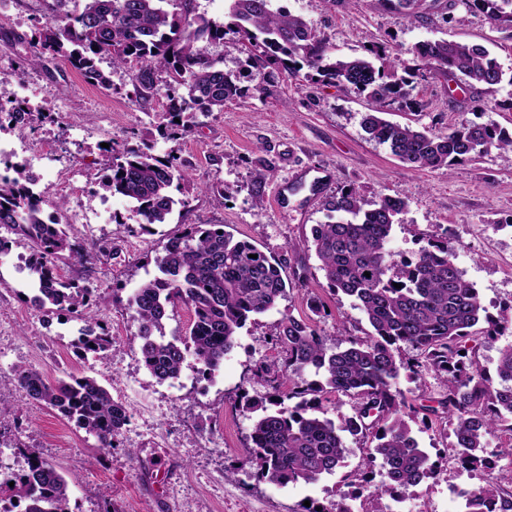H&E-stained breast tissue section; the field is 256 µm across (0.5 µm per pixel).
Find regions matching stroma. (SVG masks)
I'll list each match as a JSON object with an SVG mask.
<instances>
[{"label": "stroma", "instance_id": "1", "mask_svg": "<svg viewBox=\"0 0 512 512\" xmlns=\"http://www.w3.org/2000/svg\"><path fill=\"white\" fill-rule=\"evenodd\" d=\"M287 8L310 20L341 56H362L374 45L396 64L420 41L465 40L487 47L507 82L462 89L430 76L412 92L420 108L394 105L387 118L435 132L473 120L512 130V110L502 105L512 95V34L492 27L462 0H422V16L412 21L384 0H288ZM43 14V0H9L0 10V89L34 107L27 124H0V138L15 140L29 154L43 142L54 143L74 188L50 191L42 209L65 225L72 240L95 248L89 263H63L58 271L97 289L103 298L98 319L112 346L99 356L76 355L82 320L64 313L49 322L33 307V279L18 268L31 243L0 226V238L11 241L9 252L0 255V465L19 469L25 449L39 451L68 480L70 512H297L307 498L339 501L347 495L354 512H383L386 501L377 497L375 483L354 491L343 480L344 473L362 468L367 436H346L343 473L283 488L257 482L243 452L255 415L236 405V393L242 387L268 392L255 368L280 359L270 332L283 317L306 320L332 340L341 327L351 336L369 331L350 297L324 289L319 262L304 246L312 226L327 219L326 200L349 185L369 201L382 194L405 198L404 221L392 229L395 250L407 252L419 248L426 235L448 233L458 267L489 313L511 307L512 153L494 150L449 170L410 167L362 130L365 97L285 73L256 84L254 54L204 40L200 48L240 75L245 91L223 111L195 113L190 132L174 139L161 132L164 91L139 94L131 67L116 69L100 60L111 79L102 88L85 82L60 57L25 65L27 43ZM144 140L158 155L177 156L191 174L174 189L177 203L166 222L146 230L125 199L100 186L112 163L106 144ZM313 167L331 174L321 193L298 187L276 207L279 183ZM188 224L223 225L235 239L274 255L284 263L289 286L276 310L254 316L241 329L237 346L210 380L199 381L187 366L178 379L160 382L139 360V327L127 303L133 289L156 273L167 239ZM310 291L320 294L325 313L307 308L304 296ZM26 367L52 383L72 375L94 377L126 405L132 420L112 450L101 451L92 435L31 403L14 384L15 372ZM414 432L420 447L438 457L439 468L434 480L408 490L404 512H457L449 486L473 488L485 484L489 473L456 464L448 422L418 424ZM157 464L177 470L159 497L146 482L149 467Z\"/></svg>", "mask_w": 512, "mask_h": 512}]
</instances>
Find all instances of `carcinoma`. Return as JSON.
I'll use <instances>...</instances> for the list:
<instances>
[{"instance_id":"cac0c4a2","label":"carcinoma","mask_w":512,"mask_h":512,"mask_svg":"<svg viewBox=\"0 0 512 512\" xmlns=\"http://www.w3.org/2000/svg\"><path fill=\"white\" fill-rule=\"evenodd\" d=\"M71 0H47L45 22L29 43L26 61L37 64L47 55L60 56L84 80L104 88L108 76L97 66L103 57L112 66L138 65L134 76L139 93L162 84L170 91L165 114L168 128L185 131L186 112L223 111L224 103L243 92L241 78L226 72L201 52L197 42L207 37L224 43L226 31L238 35L237 48L260 51L265 79L274 71L291 75L306 64V80L356 91L372 101L362 113L361 127L370 139L385 144L401 162L418 168L449 169L456 163L512 150V130L469 122L448 133L419 130L382 118L384 108L398 103L414 109L410 97L414 79L428 74L459 80L467 86L490 88L503 80V70L484 46L468 41L427 40L408 49L401 70L374 65L382 49L373 46L361 57H341L301 15L271 8V0H225L226 23L197 12L196 0H82L71 11ZM497 28L512 33V0H466ZM11 181H0V224L31 242L30 270L37 283L34 307L45 315L67 311L81 315L82 335L91 337V353L112 346V337L98 333L94 290L57 273L61 260L86 263L91 251L74 243L61 224L39 220V201L26 187L29 170L13 167ZM189 180L172 156H158L148 143H112L110 173L102 189L133 205L141 224H163L178 203L174 182ZM408 203L381 195L370 202L355 187L327 201L328 221L311 229V248L324 272L326 288L355 302L372 331L367 337H344V348L327 347V338L308 322L288 317L274 325L273 340L282 349L281 362L261 365L257 372L275 383L273 392L251 396L240 388L236 401L258 413L244 452L254 466L253 477L283 487L315 483L343 467V432L369 431L374 445L366 454V469L380 465L385 480L378 496L392 497L400 489L418 487L435 477L438 464L413 435L410 423L428 425L431 417L453 427L454 457L460 467H489V439L512 432V346L503 349L495 376L478 365L468 340L484 322L492 339L505 329L490 315L478 291L464 279L448 237L431 235L408 258L390 247L393 225L402 223ZM157 260L159 274L142 281L128 299L139 324L138 355L149 373L163 382L178 377L192 359L200 378L209 377L237 346L239 330L251 317L277 308L286 296L282 263L246 240H234L222 224H192L170 238ZM370 276H364V273ZM399 287H394V284ZM189 306L193 321L189 336L166 341L161 331L168 309ZM407 345L419 351L416 369L436 372L447 382L437 405L414 406L396 387L401 364L397 353ZM315 371L317 380L305 373ZM16 385L25 396L57 411L94 436L108 452L127 424L124 405L90 376L51 384L35 369L18 371ZM352 402V415L342 426L323 416L333 396ZM294 401L285 405V401ZM31 474L0 490L18 498L29 496V482L42 489L28 512H69V485L40 455L28 456ZM477 496L494 497L499 512H512V473L474 488ZM300 512H353L343 503L310 500Z\"/></svg>"}]
</instances>
